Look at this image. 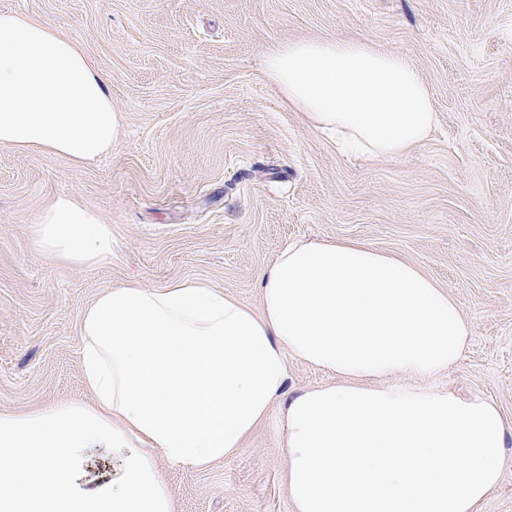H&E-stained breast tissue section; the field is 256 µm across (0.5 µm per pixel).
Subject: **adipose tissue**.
Masks as SVG:
<instances>
[{"mask_svg": "<svg viewBox=\"0 0 512 512\" xmlns=\"http://www.w3.org/2000/svg\"><path fill=\"white\" fill-rule=\"evenodd\" d=\"M266 76L347 151L396 159L437 124L401 54L363 38L277 43ZM123 116L67 36L0 12V146L90 163ZM44 259L112 255V231L60 196L31 226ZM260 307L202 280L100 292L79 316L86 398L0 412V512H176L166 466L223 463L277 415L294 512H480L512 443L498 404L436 384L470 326L417 266L365 246L296 242L259 275ZM332 376L287 391L288 358ZM109 478L93 476L91 459Z\"/></svg>", "mask_w": 512, "mask_h": 512, "instance_id": "adipose-tissue-1", "label": "adipose tissue"}]
</instances>
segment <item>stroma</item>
Listing matches in <instances>:
<instances>
[{
  "label": "stroma",
  "instance_id": "35a3bbf8",
  "mask_svg": "<svg viewBox=\"0 0 512 512\" xmlns=\"http://www.w3.org/2000/svg\"><path fill=\"white\" fill-rule=\"evenodd\" d=\"M74 39L123 133L78 166L0 146V412L84 397L78 317L102 289L203 279L251 308L288 242L349 241L419 266L471 329L438 381L512 423V0H0ZM361 36L422 73L438 124L396 160L342 154L261 67L273 44ZM72 196L112 255L45 260L31 226ZM177 512H294L268 421L206 472L166 470Z\"/></svg>",
  "mask_w": 512,
  "mask_h": 512
}]
</instances>
